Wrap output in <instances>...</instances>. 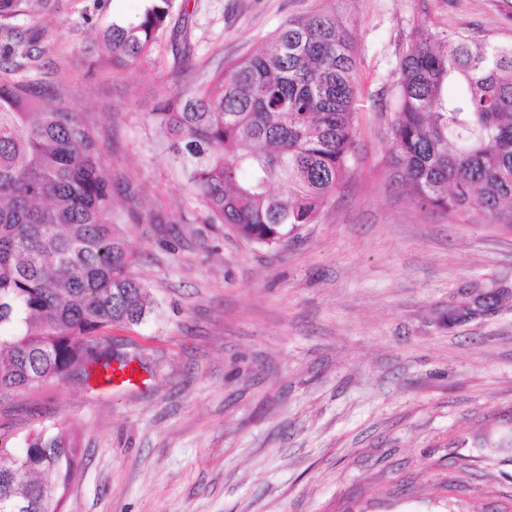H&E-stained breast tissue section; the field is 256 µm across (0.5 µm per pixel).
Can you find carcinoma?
I'll use <instances>...</instances> for the list:
<instances>
[{
    "label": "carcinoma",
    "mask_w": 512,
    "mask_h": 512,
    "mask_svg": "<svg viewBox=\"0 0 512 512\" xmlns=\"http://www.w3.org/2000/svg\"><path fill=\"white\" fill-rule=\"evenodd\" d=\"M24 0H0V400L76 369L124 370L97 331L141 324L146 286L112 224L102 148L52 86L21 81L34 38L8 24ZM173 0H145L101 33L99 68L143 62ZM399 62L390 126L393 181L451 216L512 230V45L414 28ZM357 60L328 12L291 20L154 113L210 224L280 244L316 221L356 158ZM288 189L283 198L274 188ZM79 439L43 427L0 440V512H61Z\"/></svg>",
    "instance_id": "cac0c4a2"
}]
</instances>
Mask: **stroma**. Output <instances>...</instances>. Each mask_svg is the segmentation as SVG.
Segmentation results:
<instances>
[{"mask_svg": "<svg viewBox=\"0 0 512 512\" xmlns=\"http://www.w3.org/2000/svg\"><path fill=\"white\" fill-rule=\"evenodd\" d=\"M143 0H47L31 78L95 131L112 222L153 297L109 329L133 383L51 379L0 402V434L80 437L65 512H512V295L449 325L474 288L512 291V234L419 206L391 181L398 64L428 21L512 43L507 0H175L122 78L85 45ZM336 14L357 58L358 162L315 223L275 247L210 224L154 112L284 23Z\"/></svg>", "mask_w": 512, "mask_h": 512, "instance_id": "1", "label": "stroma"}]
</instances>
